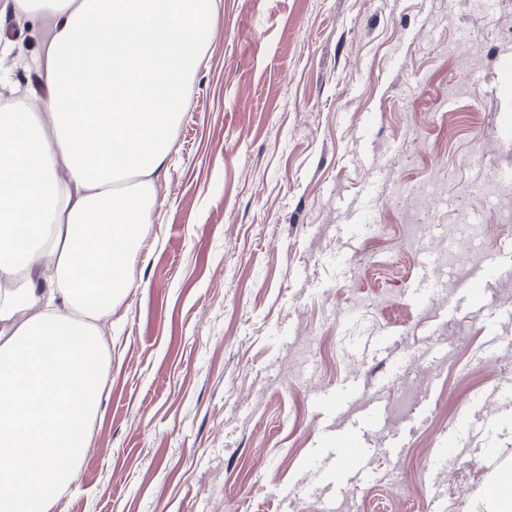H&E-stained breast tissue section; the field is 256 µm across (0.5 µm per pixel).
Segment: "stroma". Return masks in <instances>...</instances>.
Here are the masks:
<instances>
[{
    "mask_svg": "<svg viewBox=\"0 0 512 512\" xmlns=\"http://www.w3.org/2000/svg\"><path fill=\"white\" fill-rule=\"evenodd\" d=\"M11 2L0 65L25 89L47 29ZM191 86L53 512H486L491 459L512 466V0H221ZM489 253L506 273L481 313L463 282ZM350 378L342 415L318 406ZM373 401L370 481L312 492V461L343 479L331 432ZM467 404L488 436L436 462Z\"/></svg>",
    "mask_w": 512,
    "mask_h": 512,
    "instance_id": "35a3bbf8",
    "label": "stroma"
}]
</instances>
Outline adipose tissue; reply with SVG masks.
<instances>
[{
	"instance_id": "adipose-tissue-1",
	"label": "adipose tissue",
	"mask_w": 512,
	"mask_h": 512,
	"mask_svg": "<svg viewBox=\"0 0 512 512\" xmlns=\"http://www.w3.org/2000/svg\"><path fill=\"white\" fill-rule=\"evenodd\" d=\"M49 22L37 90L0 107V512L77 480L157 179L217 0H19ZM34 231L16 248L21 225Z\"/></svg>"
}]
</instances>
